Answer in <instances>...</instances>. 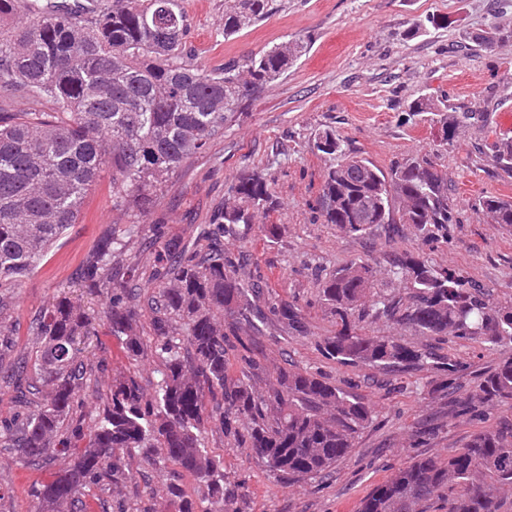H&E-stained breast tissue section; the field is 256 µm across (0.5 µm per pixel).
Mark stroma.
I'll list each match as a JSON object with an SVG mask.
<instances>
[{
    "label": "stroma",
    "instance_id": "obj_1",
    "mask_svg": "<svg viewBox=\"0 0 512 512\" xmlns=\"http://www.w3.org/2000/svg\"><path fill=\"white\" fill-rule=\"evenodd\" d=\"M182 5L190 23L187 47L201 69L218 70L295 39L303 40L306 50L229 114L223 137L167 183L154 217L170 235L193 239L196 228L230 202L228 188L241 170L264 169L281 206L258 214L256 221L276 225V239L255 231L243 240L225 238L224 248L244 256L263 288L297 304L305 331L266 337L261 361L271 371L288 362L341 383H356L376 410L373 425L320 483L275 480L247 449L217 429L206 432L205 444L212 455L223 458L229 479L244 481L240 512H357L361 500L412 457H447L475 432L501 423L497 412L482 420L449 418L447 399L428 393L440 377L431 368L385 374L323 358L316 341L335 330L336 317L319 300L313 276L363 261L372 266L376 282L385 283L393 279L387 254L419 251L429 264L460 272L495 299H512V226L489 223L474 209L481 196H512V178L500 176L480 150L494 137L512 138V40L491 51L470 40L493 25L512 27V0H273L266 19L229 38L224 35V0H182ZM432 14L449 17L448 27L428 25ZM421 97L486 115L485 124H464L456 143L440 157L457 210L447 238L425 247L410 224L400 225L391 236L379 231L356 238L315 221L311 206L329 159L311 150L314 134L332 129L350 149L389 168L440 142L441 126L431 113H410ZM127 221L125 213L112 208V173L103 171L82 202L79 223L19 287L0 294V321L10 328L13 341L0 361V378L34 361L38 344L32 324L61 293H70L95 313V334L79 357L104 360L107 369L98 390L82 389L76 395L78 410L89 421L102 405L99 389L126 373L128 360L121 339L111 335L103 317L108 295L81 294L76 278L98 238ZM371 329L414 345L429 343L455 357L463 365L466 386L473 373L512 355V345L492 348L454 337L431 341L384 320ZM65 464L64 457L53 456L34 466L18 449L0 447V512H35L34 489ZM131 464L135 479L122 493L131 512H167L172 482L191 494L198 489L194 477L179 473L173 463L152 465L136 453Z\"/></svg>",
    "mask_w": 512,
    "mask_h": 512
}]
</instances>
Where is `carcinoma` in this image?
I'll list each match as a JSON object with an SVG mask.
<instances>
[{
	"label": "carcinoma",
	"instance_id": "carcinoma-1",
	"mask_svg": "<svg viewBox=\"0 0 512 512\" xmlns=\"http://www.w3.org/2000/svg\"><path fill=\"white\" fill-rule=\"evenodd\" d=\"M272 0H224V36L262 21ZM189 23L181 0H114L73 8L62 0H0V92L35 106L0 113V288H15L73 224L79 223L88 189L112 169V207L129 224L115 227L87 256L78 283L90 294L107 293L104 318L123 339L133 362L151 357L159 378L146 392L137 376L113 383L84 433L75 408L77 392L98 383L104 362H77V345L90 336L96 317L65 296L45 310L35 327L39 356L33 371L19 367L5 381L26 406V394L49 387L36 410L19 411L0 427V446L19 449L31 464L53 454L69 466L35 491L39 512H84L82 492L110 485L120 494L132 478L128 454L164 459L193 474L199 492L239 512L242 482L224 479V461L209 454L203 434L212 426L249 450L280 480L331 475L374 421L368 398L351 384L282 366L267 390L251 379L267 375L260 359L264 327L303 331L292 302L249 286L242 265L224 257V238L244 239L256 229L269 237L275 225L255 224L256 215L277 207L263 170L244 169L229 191L237 205L216 213L200 229L203 249L171 238L163 224H146L163 186L191 158L224 134L227 113L250 92L275 80L301 56V41L284 42L243 63L208 72L186 53ZM512 39V29L493 27L473 36L487 51ZM49 107V111L41 107ZM411 109L442 113L439 146L453 143L461 120L456 108L421 98ZM311 149L340 157L322 175L312 209L323 224L365 236L382 224H411L428 243L455 222L448 176L439 150L382 169L350 151L336 132L315 134ZM496 168L512 177V138L488 145ZM478 211L493 224L512 225V197L478 198ZM149 234L154 261L150 279L157 294L140 305L144 271L136 239ZM402 288L376 287L369 265L350 264L315 278L321 301L336 315V332L316 347L326 359L380 370L430 365L455 389L461 363L397 336H377L369 326L384 318L422 336L455 337L500 347L512 344V300L495 302L452 269L435 267L419 254L392 255ZM151 316L139 325L143 308ZM240 375H230V356ZM488 407L512 409V356L480 376L457 397L453 415L477 416ZM87 439L81 447L78 441ZM512 489V422L471 436L448 458H413L377 485L359 512H503ZM178 512H197L196 499L169 486Z\"/></svg>",
	"mask_w": 512,
	"mask_h": 512
}]
</instances>
